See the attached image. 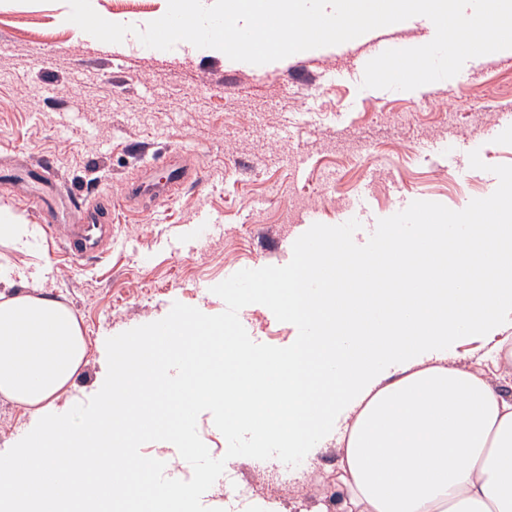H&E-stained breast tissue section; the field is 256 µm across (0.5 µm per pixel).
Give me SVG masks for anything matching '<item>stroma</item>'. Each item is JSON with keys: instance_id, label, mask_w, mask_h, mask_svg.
Here are the masks:
<instances>
[{"instance_id": "35a3bbf8", "label": "stroma", "mask_w": 512, "mask_h": 512, "mask_svg": "<svg viewBox=\"0 0 512 512\" xmlns=\"http://www.w3.org/2000/svg\"><path fill=\"white\" fill-rule=\"evenodd\" d=\"M103 18L145 26L167 0H91ZM66 0H0V207L37 231L36 249L0 241L16 284L43 288L75 313L87 362L58 407L88 415L106 355L152 321L195 311L205 327L274 359L302 336L274 288L298 258L285 247L297 219L316 211L315 237H335L355 196L364 223L384 227L465 212L488 188L512 185V54L468 60L449 81L397 93L365 89L363 62L386 47L433 39L425 19L371 31L264 65L229 63L206 50L114 48L58 24ZM187 156L201 176L176 196L129 205L140 175ZM111 204L112 237L96 258L65 253L56 227L73 224L70 195ZM43 198V206L29 196ZM251 269L246 295L225 283ZM180 390L164 392L163 427L131 435L130 459L158 455L152 484L201 485L210 512L247 486L248 501L288 505L329 499L325 483L289 476L267 455L241 458L246 427L223 405L180 415ZM33 418L0 396V448L33 438ZM206 484H199L200 475Z\"/></svg>"}]
</instances>
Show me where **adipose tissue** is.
Here are the masks:
<instances>
[{
  "label": "adipose tissue",
  "instance_id": "ef3b65f1",
  "mask_svg": "<svg viewBox=\"0 0 512 512\" xmlns=\"http://www.w3.org/2000/svg\"><path fill=\"white\" fill-rule=\"evenodd\" d=\"M495 210L488 221L472 207L453 232L395 230L383 250L328 240L301 254L275 300L318 333L275 360L221 340L232 374L185 360L197 315L168 319L110 359L99 410L83 419L56 409L88 350L74 312L42 293L1 300L0 395L43 419L46 435L0 450L12 465L0 512H93L89 479L125 468L129 426L153 427L147 400L171 358L188 405L221 402L253 420L248 448L285 459L335 441L339 500L310 512H512V395L498 388L512 380V191ZM476 337L491 342L497 377L457 365ZM60 468L62 494L50 481Z\"/></svg>",
  "mask_w": 512,
  "mask_h": 512
}]
</instances>
